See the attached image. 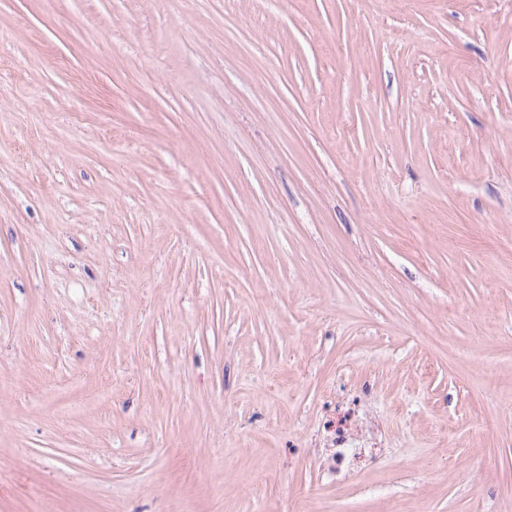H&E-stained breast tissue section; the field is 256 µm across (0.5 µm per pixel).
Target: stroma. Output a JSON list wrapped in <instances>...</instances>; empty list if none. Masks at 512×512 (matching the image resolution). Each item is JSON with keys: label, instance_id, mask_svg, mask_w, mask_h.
<instances>
[{"label": "stroma", "instance_id": "obj_1", "mask_svg": "<svg viewBox=\"0 0 512 512\" xmlns=\"http://www.w3.org/2000/svg\"><path fill=\"white\" fill-rule=\"evenodd\" d=\"M0 512H512V0H0Z\"/></svg>", "mask_w": 512, "mask_h": 512}]
</instances>
